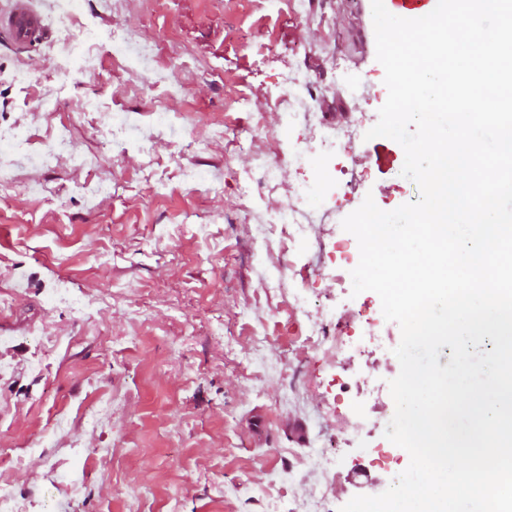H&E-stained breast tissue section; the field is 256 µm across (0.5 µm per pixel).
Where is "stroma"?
Instances as JSON below:
<instances>
[{
    "label": "stroma",
    "instance_id": "obj_1",
    "mask_svg": "<svg viewBox=\"0 0 512 512\" xmlns=\"http://www.w3.org/2000/svg\"><path fill=\"white\" fill-rule=\"evenodd\" d=\"M313 2L298 22L282 0H127L119 14L85 0L73 32L99 58L89 70L68 55L53 0H32L36 45L0 35V492L16 512H266L273 499L303 512L313 496L339 512L382 481L373 449L408 467L384 436L391 394L369 396L400 372L401 329L375 292L336 278L333 245L359 261L342 220L365 197L391 211L419 190L399 143L363 137L388 97L371 0ZM130 30L158 49L167 82L122 53ZM299 66L326 129L358 125L336 151L356 179L336 201L310 181L312 231L263 239L258 222L300 184L292 155L322 164L307 120L278 106ZM61 135L72 153L42 165ZM100 182L110 193L93 194ZM296 262L335 349L288 342ZM362 308L382 344L351 320ZM295 422L305 441L289 436ZM322 453L335 477L304 464Z\"/></svg>",
    "mask_w": 512,
    "mask_h": 512
}]
</instances>
